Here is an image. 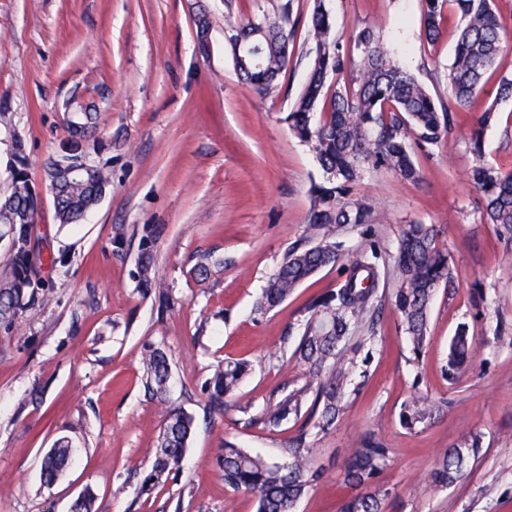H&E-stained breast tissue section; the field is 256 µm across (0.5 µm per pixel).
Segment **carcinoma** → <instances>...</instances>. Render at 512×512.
<instances>
[{"label": "carcinoma", "mask_w": 512, "mask_h": 512, "mask_svg": "<svg viewBox=\"0 0 512 512\" xmlns=\"http://www.w3.org/2000/svg\"><path fill=\"white\" fill-rule=\"evenodd\" d=\"M293 11L294 0H282L275 16H262L243 26L233 25L229 15L224 17L228 31L241 35L252 48L242 57L233 54L235 69L262 96L277 90V80L288 67V45L295 35ZM452 17L460 27L448 66L445 103L392 60L374 27H355L344 42L333 30L325 0H313L307 34L313 63L308 82L284 121L297 139L310 146L325 177L311 189L307 243L293 246L283 255L257 301V310L265 313L281 305L306 280L340 263L341 242L337 238L347 228L375 223L374 205L352 193L369 170L384 168L406 181L418 180L414 146H434L447 138L454 120L467 116L472 100L483 91L489 77L498 79L496 101L512 97V74L498 72L505 23L494 0H421L426 41L436 42L445 21ZM495 119L496 106L492 105L473 123L475 163L470 180L481 193L484 219L495 227L497 239L508 246L512 245V170L482 159L483 130ZM21 152L18 143V164L11 169L8 191L0 196V238H9L11 255L8 269L0 276V323L10 325L25 309L50 299L37 269L42 259L30 247L33 225L27 217L40 207V199ZM86 155V145L68 137L62 154L48 165L47 179L54 178L59 165L82 163ZM109 183L108 173L101 169L95 184L72 181L63 186L53 201L58 223L77 222L83 209L93 204ZM152 263V255L143 253L140 281L146 290L158 293L159 309L164 310L170 306V298L160 283L152 282ZM383 266L392 268L397 279L393 306L414 359L420 358L434 297L441 287L451 286L453 278L448 253L439 247L433 230L416 223L404 229L392 254L374 242L368 243L343 266L340 287L308 304L294 350L308 381L299 389L283 391L273 410L250 418L249 423L274 427L290 418L297 420L308 404L305 426L321 433L335 426L353 385L358 356L376 340L381 313L377 285ZM222 267L224 259L204 254L193 273L205 279L211 269ZM363 323L368 324L371 335L354 337ZM474 358L473 336L469 326L462 323L448 343V380L454 381L470 370ZM251 370L247 360L218 363L207 382L210 409L224 411L227 398ZM171 371L172 360L165 348L146 344L141 357L145 397L167 404ZM440 410L441 403L416 395L404 404L400 423L414 430ZM194 431L192 415L181 409L166 410L151 466L138 477V496H151L179 470ZM481 448V438L474 435L444 452L430 472L432 484L448 487L463 480ZM285 453L288 461L271 462L227 437L215 465L223 472L228 488L254 498L256 512H294L297 502L323 479L324 470L315 464L303 436L288 445ZM71 460L69 443L57 441L44 459V481L57 482ZM389 460L390 449L370 436L362 438L344 470V484L354 493L343 499L339 512H384L383 502L389 492L377 484V479Z\"/></svg>", "instance_id": "cac0c4a2"}]
</instances>
